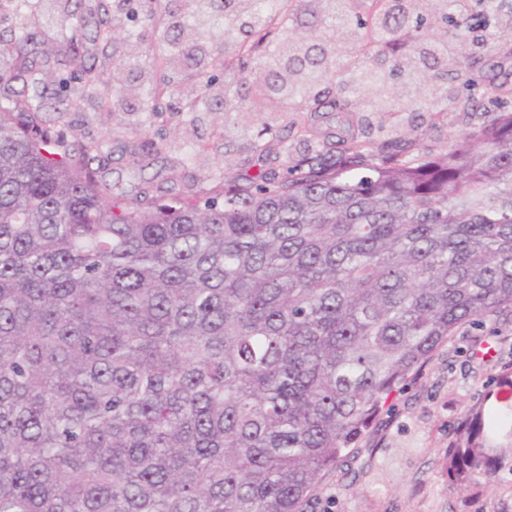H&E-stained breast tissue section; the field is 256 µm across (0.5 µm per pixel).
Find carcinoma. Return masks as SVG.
Segmentation results:
<instances>
[{"mask_svg":"<svg viewBox=\"0 0 512 512\" xmlns=\"http://www.w3.org/2000/svg\"><path fill=\"white\" fill-rule=\"evenodd\" d=\"M358 2L206 0L198 24L163 31L204 54L221 23L223 63L258 99L357 128L202 205L115 195L87 162L101 143L60 150L27 92L44 53L23 30L0 37V512H300L436 349L512 309V112L431 155L363 141L380 112L455 100L448 80L476 60L467 12ZM427 15L451 26L440 74ZM93 42L106 51L112 27ZM388 72L406 81L373 94ZM74 81L108 100L82 63L54 111H80ZM496 423L461 419L450 481L512 474Z\"/></svg>","mask_w":512,"mask_h":512,"instance_id":"carcinoma-1","label":"carcinoma"}]
</instances>
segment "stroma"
<instances>
[{
	"mask_svg": "<svg viewBox=\"0 0 512 512\" xmlns=\"http://www.w3.org/2000/svg\"><path fill=\"white\" fill-rule=\"evenodd\" d=\"M150 7L151 0H31L22 16L0 23L4 35L23 25L53 57L68 44L77 14L87 27L105 16L132 33V41H116L105 55L89 40L78 44L79 58L95 62L113 87L109 107L87 95L80 111L57 115L58 80L73 65L53 60L39 76L38 89L47 104L40 122L56 130L72 150L99 140L109 183L130 193L149 181L161 186L165 197L201 202L225 176L242 182L258 172L254 146L263 127L273 132L267 164L280 174L287 161L316 155L323 138L336 134V115L327 110L288 112L276 99L256 107L238 70L213 65L211 57L190 55L166 66L169 47L160 34L190 16L184 0H166L165 11L149 23L145 16ZM472 14L482 24L484 42L471 48L481 62L450 86L476 104V111L451 104L436 114L381 113L374 118V143L416 134V150L437 153L495 113L512 112V51L504 47L512 0H495L491 9L474 0ZM208 83L231 88L232 110H187V100ZM151 90L158 105L154 112L146 109ZM150 144L159 150L152 165L132 168L131 151ZM511 393L512 312L461 328L373 415L353 453L326 472L301 512H512V479L479 477L460 488L449 481L446 470L448 441L465 414L497 417V443L512 442V411L504 403Z\"/></svg>",
	"mask_w": 512,
	"mask_h": 512,
	"instance_id": "stroma-1",
	"label": "stroma"
}]
</instances>
